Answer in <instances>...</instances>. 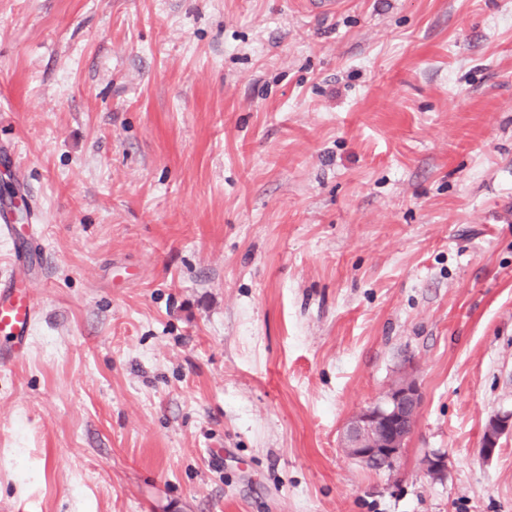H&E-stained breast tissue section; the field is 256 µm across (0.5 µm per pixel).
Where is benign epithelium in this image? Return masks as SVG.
<instances>
[{
    "instance_id": "obj_1",
    "label": "benign epithelium",
    "mask_w": 512,
    "mask_h": 512,
    "mask_svg": "<svg viewBox=\"0 0 512 512\" xmlns=\"http://www.w3.org/2000/svg\"><path fill=\"white\" fill-rule=\"evenodd\" d=\"M421 401L420 386L412 369L408 368L401 382L391 386L383 399L363 408L345 422L340 432V446L358 462L378 458L397 460L415 427ZM505 434H512L511 410L491 417L483 438L482 455L492 457ZM447 467V458L442 454L429 455L425 459L426 473L434 479Z\"/></svg>"
}]
</instances>
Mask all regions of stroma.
Returning a JSON list of instances; mask_svg holds the SVG:
<instances>
[{
  "mask_svg": "<svg viewBox=\"0 0 512 512\" xmlns=\"http://www.w3.org/2000/svg\"><path fill=\"white\" fill-rule=\"evenodd\" d=\"M4 152L0 512H512V0H0ZM38 308L29 288L16 279L0 282V366L18 361L29 349ZM401 382L392 385L383 399L350 417L340 432V446L358 462H371L374 469L393 468V463L374 461L397 460L405 449L415 427L422 401L420 386L412 368ZM512 434V411L499 412L491 417L485 432L481 453L485 458H491L499 448L500 438Z\"/></svg>",
  "mask_w": 512,
  "mask_h": 512,
  "instance_id": "1",
  "label": "stroma"
}]
</instances>
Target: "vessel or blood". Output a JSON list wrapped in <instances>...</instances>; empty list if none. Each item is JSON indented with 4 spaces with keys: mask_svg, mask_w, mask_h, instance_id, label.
Returning <instances> with one entry per match:
<instances>
[{
    "mask_svg": "<svg viewBox=\"0 0 512 512\" xmlns=\"http://www.w3.org/2000/svg\"><path fill=\"white\" fill-rule=\"evenodd\" d=\"M38 308L17 280L0 282V366L18 361L29 349Z\"/></svg>",
    "mask_w": 512,
    "mask_h": 512,
    "instance_id": "b4317fda",
    "label": "vessel or blood"
}]
</instances>
